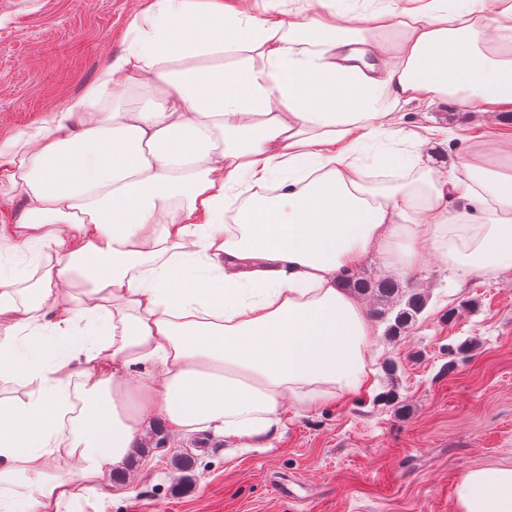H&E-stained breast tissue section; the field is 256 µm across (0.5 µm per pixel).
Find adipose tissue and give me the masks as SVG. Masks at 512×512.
<instances>
[{"instance_id": "1", "label": "adipose tissue", "mask_w": 512, "mask_h": 512, "mask_svg": "<svg viewBox=\"0 0 512 512\" xmlns=\"http://www.w3.org/2000/svg\"><path fill=\"white\" fill-rule=\"evenodd\" d=\"M452 100L512 123V0H150L123 52L0 141V512L93 494L160 420L265 447L285 403L370 392L372 325L343 274L512 272V134L450 170L395 113ZM257 267L241 271L240 262ZM458 512H512V466Z\"/></svg>"}]
</instances>
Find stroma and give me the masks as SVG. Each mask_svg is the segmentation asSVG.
Listing matches in <instances>:
<instances>
[{
  "label": "stroma",
  "instance_id": "stroma-1",
  "mask_svg": "<svg viewBox=\"0 0 512 512\" xmlns=\"http://www.w3.org/2000/svg\"><path fill=\"white\" fill-rule=\"evenodd\" d=\"M145 0H0V140L35 129L93 84ZM492 115L437 102L403 112L406 131L447 128L449 169ZM428 299L400 336L374 322V394L314 413L287 406L266 448L206 431L145 428L135 463L69 512H456L472 468L512 464V275L458 281L438 257L412 274ZM470 341L448 369V348ZM293 493H278L280 484Z\"/></svg>",
  "mask_w": 512,
  "mask_h": 512
}]
</instances>
